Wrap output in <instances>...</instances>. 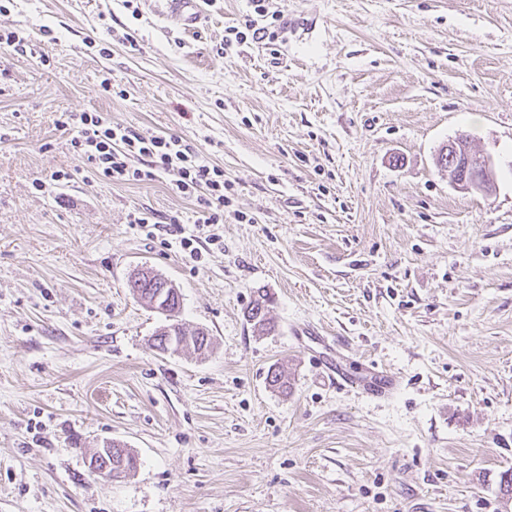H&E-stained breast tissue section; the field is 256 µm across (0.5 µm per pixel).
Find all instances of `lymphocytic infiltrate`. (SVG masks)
Masks as SVG:
<instances>
[{"instance_id":"obj_1","label":"lymphocytic infiltrate","mask_w":512,"mask_h":512,"mask_svg":"<svg viewBox=\"0 0 512 512\" xmlns=\"http://www.w3.org/2000/svg\"><path fill=\"white\" fill-rule=\"evenodd\" d=\"M70 146L94 174L114 183L149 182L175 173L173 191L194 199L199 225L220 224L228 199L224 171L205 162L176 136H144L112 124L98 112H71L63 123Z\"/></svg>"}]
</instances>
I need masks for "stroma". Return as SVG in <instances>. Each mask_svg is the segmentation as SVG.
<instances>
[{
	"label": "stroma",
	"mask_w": 512,
	"mask_h": 512,
	"mask_svg": "<svg viewBox=\"0 0 512 512\" xmlns=\"http://www.w3.org/2000/svg\"><path fill=\"white\" fill-rule=\"evenodd\" d=\"M270 7L294 31L223 55L249 0H203L191 32L146 0H0L27 43L0 48V512H512V0ZM70 111L222 168L219 244L194 261L131 223L152 209L190 232L196 207L168 175L90 176ZM460 136L491 158L490 194L439 170ZM142 265L179 288L205 355L152 347ZM260 288L265 335L244 316ZM323 336L399 389L327 377ZM107 440L135 472L91 474ZM371 377L362 384L363 392L371 398L386 399L392 396L399 387V380L391 373L368 367Z\"/></svg>",
	"instance_id": "1"
}]
</instances>
